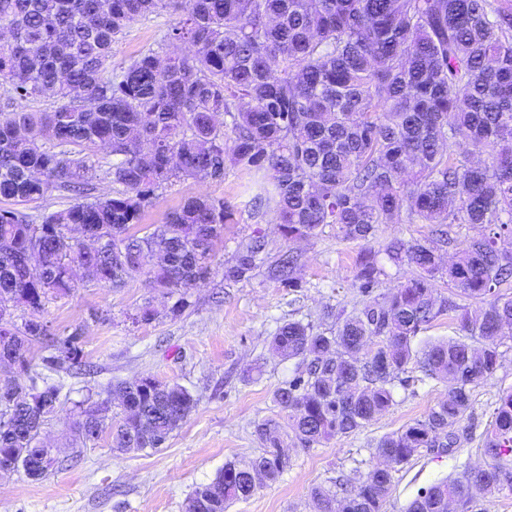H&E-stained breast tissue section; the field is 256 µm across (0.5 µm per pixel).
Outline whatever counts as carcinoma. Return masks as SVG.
<instances>
[{"mask_svg":"<svg viewBox=\"0 0 512 512\" xmlns=\"http://www.w3.org/2000/svg\"><path fill=\"white\" fill-rule=\"evenodd\" d=\"M163 8L179 16L164 39L177 51L149 48L112 70V42ZM0 26L11 34L0 47V199L15 204L0 208V306L31 315L0 327V340L9 337L21 367L36 345L49 352L47 366L81 365V337H51L36 318L49 297L75 288V262L121 288L133 271L122 256L149 254L154 287L179 295L171 312L181 313L235 213L222 199L194 197L161 224L144 225L143 215L166 188L221 180L231 165L268 175L250 203L273 212L286 240L334 224L339 240L364 243L355 287L365 296L385 275L365 246L378 226L446 225L444 244L456 224L484 232L446 266L431 241L394 239L385 252L412 268L406 283L339 313L327 332L295 319L280 326L271 347L300 360L304 375L275 390L280 415L256 424L264 453L224 462L186 512H226L260 480L278 479L287 439L310 448L355 433L394 405V382L411 368L448 394L381 437L372 455L396 468L423 448L456 446L453 428L512 328V0H0ZM101 145L112 155L105 170L95 161ZM100 170L116 189L95 196ZM53 190L74 202L37 215L17 209ZM70 224L91 225L104 245L85 249L66 234ZM38 229L32 261H19ZM266 248L251 238L226 277L249 276ZM295 268L283 254L273 274L296 288ZM449 312L455 336L418 345L422 328ZM107 393L122 412L82 410L74 437L83 444L96 440L93 424L110 430L115 448H159L196 406L179 384L134 381ZM58 401L54 386L0 387V421L16 422L0 429V456L15 455L30 477L48 473L35 457ZM484 453L495 464L433 484L407 512H448L452 501L468 512L471 489L512 490L511 390L498 396ZM391 484L390 474L355 468L334 483L341 491L313 496L320 512H381Z\"/></svg>","mask_w":512,"mask_h":512,"instance_id":"cac0c4a2","label":"carcinoma"}]
</instances>
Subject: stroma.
Listing matches in <instances>:
<instances>
[{"mask_svg": "<svg viewBox=\"0 0 512 512\" xmlns=\"http://www.w3.org/2000/svg\"><path fill=\"white\" fill-rule=\"evenodd\" d=\"M174 20L164 9L130 24L112 45L113 67L160 45ZM264 182L263 175L249 177L229 168L220 181L176 183L147 211L145 223L159 224L185 199L210 196L224 199L236 213L216 249L209 279L188 291L189 305L180 315L170 312L173 296L153 288L148 261L124 287L81 275L70 294L49 299L41 322L52 334L81 337L83 366L70 375L47 373L48 383L63 385L60 405L41 433L56 464L40 478L22 472L0 477V512H185L191 493L210 482L226 460L261 454L254 426L277 412L275 390L302 371L298 360L271 351L276 329L304 319L325 331L334 326L338 309L363 300L354 286L359 244L340 241L329 225L317 236L285 240L271 216H251L246 207ZM257 233L264 235L271 255L296 256L298 287H284L265 265L248 279L225 280L238 244ZM145 304L155 309V318L132 323V314ZM500 350V367L473 390L459 445L443 453L421 451L395 468L383 512H406L410 501L434 483L459 477L467 468L489 467L483 441L499 394L512 389V332ZM143 376L180 384L197 400L162 447L125 452L114 448L106 433L84 446L72 443L75 404L103 401L111 384ZM447 392L446 383L410 372L407 382L394 387V405L356 433L308 449L286 443L288 469L228 512H318L314 487L329 485L339 472L356 466L365 472L376 467L369 453L376 441L424 418Z\"/></svg>", "mask_w": 512, "mask_h": 512, "instance_id": "obj_1", "label": "stroma"}]
</instances>
